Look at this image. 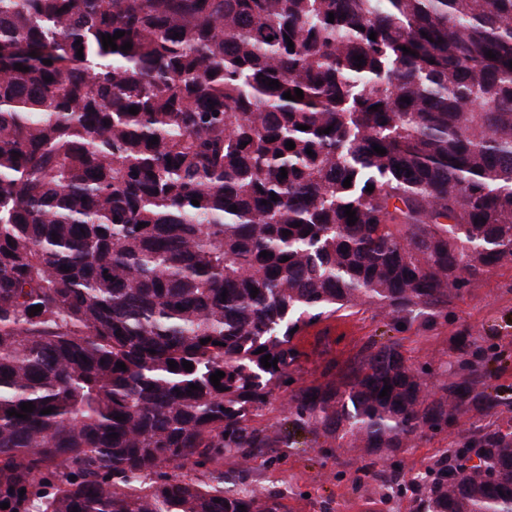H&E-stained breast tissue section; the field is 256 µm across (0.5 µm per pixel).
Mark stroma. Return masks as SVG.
I'll return each instance as SVG.
<instances>
[{
	"instance_id": "obj_1",
	"label": "stroma",
	"mask_w": 512,
	"mask_h": 512,
	"mask_svg": "<svg viewBox=\"0 0 512 512\" xmlns=\"http://www.w3.org/2000/svg\"><path fill=\"white\" fill-rule=\"evenodd\" d=\"M464 330L476 337L493 371L487 384L504 400L497 418L470 409L454 428L423 433L394 462L376 464L345 448L311 446L309 434L296 430L278 447L256 450L249 461L225 454V476L242 487L278 492L287 512H412L410 479L452 448L458 433L512 420V265L480 274L446 308L423 309L403 326H392L375 308L359 305L311 324L295 339L300 356L289 373L299 389L342 381L373 341H397L415 367L447 358Z\"/></svg>"
}]
</instances>
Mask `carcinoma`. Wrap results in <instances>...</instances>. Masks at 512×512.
Masks as SVG:
<instances>
[{"instance_id": "1", "label": "carcinoma", "mask_w": 512, "mask_h": 512, "mask_svg": "<svg viewBox=\"0 0 512 512\" xmlns=\"http://www.w3.org/2000/svg\"><path fill=\"white\" fill-rule=\"evenodd\" d=\"M511 60L512 0H0V512H285L180 473L273 447L276 389L371 460L497 415L487 364L415 370L395 342L287 381L299 329L397 324L512 265ZM414 512H512V424L459 434Z\"/></svg>"}]
</instances>
